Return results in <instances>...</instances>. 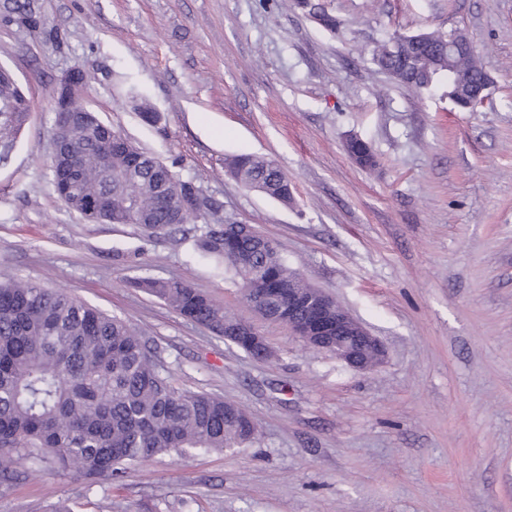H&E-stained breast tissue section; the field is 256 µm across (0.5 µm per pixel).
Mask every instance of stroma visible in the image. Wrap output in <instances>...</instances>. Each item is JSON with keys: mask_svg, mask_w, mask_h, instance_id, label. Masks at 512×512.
I'll return each instance as SVG.
<instances>
[{"mask_svg": "<svg viewBox=\"0 0 512 512\" xmlns=\"http://www.w3.org/2000/svg\"><path fill=\"white\" fill-rule=\"evenodd\" d=\"M38 0L0 16V66L31 102L0 162V272L125 321L176 389L244 406L258 435L172 453L88 483L26 461L0 512H512V0ZM457 29L481 50L490 103L458 110L445 81L414 92L360 56L393 32ZM82 69L105 125L183 174L218 218L256 225L313 286L386 346L370 371L262 319L198 256L201 225L150 235L70 211L49 169L53 94ZM138 94L162 119L144 123ZM365 141V169L345 150ZM274 160L282 203L226 158ZM183 281L266 337L258 362L134 285Z\"/></svg>", "mask_w": 512, "mask_h": 512, "instance_id": "stroma-1", "label": "stroma"}]
</instances>
